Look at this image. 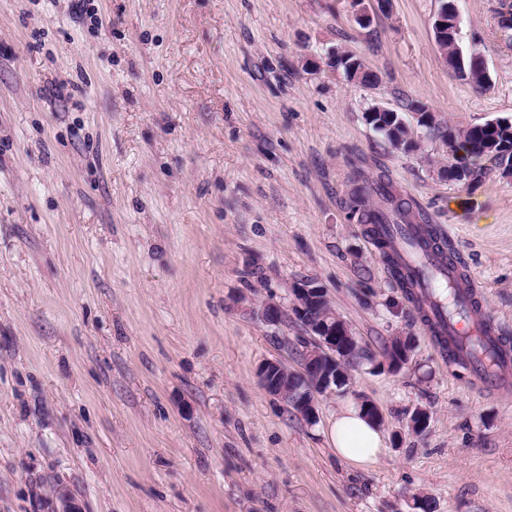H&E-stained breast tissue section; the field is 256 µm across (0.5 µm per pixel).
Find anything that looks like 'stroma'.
Instances as JSON below:
<instances>
[{"label":"stroma","mask_w":512,"mask_h":512,"mask_svg":"<svg viewBox=\"0 0 512 512\" xmlns=\"http://www.w3.org/2000/svg\"><path fill=\"white\" fill-rule=\"evenodd\" d=\"M441 0H0V512H512V402L449 363L349 209L351 164L423 212L512 339V174L481 160L452 182L442 139L512 119L499 0H456L457 43L490 81L458 78L435 42ZM378 80L347 81L334 50ZM403 113L417 147L366 122ZM316 281L366 363L308 423L260 385L299 364L291 290ZM273 301L275 326L261 316ZM375 402L385 451L359 468L326 431ZM428 411L424 432L409 428Z\"/></svg>","instance_id":"stroma-1"}]
</instances>
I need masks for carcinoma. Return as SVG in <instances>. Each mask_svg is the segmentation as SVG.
Here are the masks:
<instances>
[{
	"label": "carcinoma",
	"instance_id": "cac0c4a2",
	"mask_svg": "<svg viewBox=\"0 0 512 512\" xmlns=\"http://www.w3.org/2000/svg\"><path fill=\"white\" fill-rule=\"evenodd\" d=\"M440 47L448 54V63L461 79L482 87L489 81V76L475 69L469 57L458 56L456 40L453 38L440 44ZM331 67L342 70L345 77L362 85L372 84L377 81V75L361 63L355 62V57H346L336 53L331 57ZM404 116L394 110L392 112H375L369 120V125L382 134L394 147L404 144L411 147L408 141V129L403 124ZM444 145L448 148V179L457 182H472L476 179L477 162L483 158H493L503 166V172L512 173V121L496 120L495 123H486L474 126L462 132L448 131L443 135ZM464 151V156H457L458 151ZM361 174L355 170L352 180L357 182L353 190L350 203L352 213L358 216L361 224L369 225V232L376 240L388 259L393 271L405 290L408 301L412 304H422L426 301V292L416 287V282L411 270L400 265L397 259L388 252V238L379 229L383 224H413L418 230L417 245L424 249H434L442 254L445 259L457 264L454 256L444 250L437 242V237L432 227L427 224L426 217L414 212L410 204L404 201L392 184L380 179L374 185H360ZM436 343L441 351L448 357L459 353L462 344L472 348H486V337L482 336L481 328H476L475 335L465 338L436 337Z\"/></svg>",
	"mask_w": 512,
	"mask_h": 512
}]
</instances>
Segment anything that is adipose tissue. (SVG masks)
<instances>
[{
    "label": "adipose tissue",
    "mask_w": 512,
    "mask_h": 512,
    "mask_svg": "<svg viewBox=\"0 0 512 512\" xmlns=\"http://www.w3.org/2000/svg\"><path fill=\"white\" fill-rule=\"evenodd\" d=\"M328 441L339 457L356 467L376 463L384 448L376 424L354 406L337 415L328 430Z\"/></svg>",
    "instance_id": "adipose-tissue-1"
}]
</instances>
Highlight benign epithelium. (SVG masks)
I'll use <instances>...</instances> for the list:
<instances>
[{
    "mask_svg": "<svg viewBox=\"0 0 512 512\" xmlns=\"http://www.w3.org/2000/svg\"><path fill=\"white\" fill-rule=\"evenodd\" d=\"M292 295L291 311L296 317L306 315L307 310L314 309L327 298L326 290L311 281L298 284L292 289ZM307 335L310 342L301 367V374L306 380L303 392L295 393L293 383L296 374L279 361L263 363L258 369V378L265 390H275L281 398L294 396L301 414L313 421L317 410L311 394L334 388L336 376L340 375V364L357 349L359 343L350 326L340 318L308 327ZM50 512H81V509L69 490L58 488L54 490Z\"/></svg>",
    "mask_w": 512,
    "mask_h": 512,
    "instance_id": "7a95c632",
    "label": "benign epithelium"
}]
</instances>
